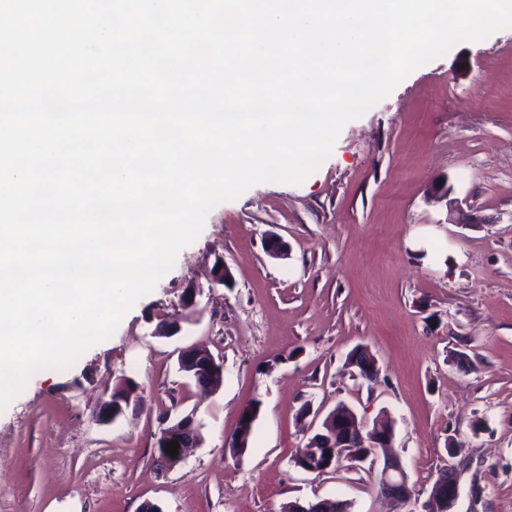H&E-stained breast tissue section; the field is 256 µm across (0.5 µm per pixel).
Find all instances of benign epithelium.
Here are the masks:
<instances>
[{
    "mask_svg": "<svg viewBox=\"0 0 512 512\" xmlns=\"http://www.w3.org/2000/svg\"><path fill=\"white\" fill-rule=\"evenodd\" d=\"M201 290L191 287L183 298L185 313L167 321L160 331V335L173 337L182 330V323L191 320L198 312ZM179 369L184 372L195 385L208 391L217 388L223 383L224 368L214 355L205 349L188 346L178 351ZM125 397H112L104 402L98 411V420L103 423L114 422L118 419L116 412L124 411ZM327 426L332 435L339 436L340 447L347 448L352 441L364 442L365 434L373 437L372 447L375 448L371 456V468L377 477L376 490L382 499L407 501L411 498L409 475L401 458L391 451L394 430L392 420L381 417L375 420L374 429L367 430V426L359 422L356 412H351L348 421L341 428H336L334 418L327 420ZM199 424L194 413H188L173 421L164 431V441L169 443L177 441L179 448H191L199 441ZM448 474V495L436 501V512H453L457 499L458 476L456 468L449 465L445 468Z\"/></svg>",
    "mask_w": 512,
    "mask_h": 512,
    "instance_id": "benign-epithelium-1",
    "label": "benign epithelium"
}]
</instances>
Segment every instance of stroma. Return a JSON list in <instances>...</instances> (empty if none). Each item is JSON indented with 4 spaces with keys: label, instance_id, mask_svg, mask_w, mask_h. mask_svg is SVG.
<instances>
[{
    "label": "stroma",
    "instance_id": "1",
    "mask_svg": "<svg viewBox=\"0 0 512 512\" xmlns=\"http://www.w3.org/2000/svg\"><path fill=\"white\" fill-rule=\"evenodd\" d=\"M441 180L481 223H453L428 201ZM271 233L287 259L268 254ZM219 256L231 279L213 287ZM191 284L205 288L199 320L155 336ZM193 344L224 365L222 387L205 397L178 369ZM358 346L375 356L377 382L348 364ZM127 377L141 408L99 423L96 406ZM255 398L260 415L237 460L224 442ZM341 401L365 423L394 419L406 503L384 504L363 468L293 467ZM189 412L202 444L158 471L164 416ZM453 440L464 449L452 459ZM449 464L453 512H512L511 28L414 68L302 183H260L215 207L110 338L69 369L34 374L0 412V512H140L146 501L162 512H280L297 498L419 512Z\"/></svg>",
    "mask_w": 512,
    "mask_h": 512
}]
</instances>
